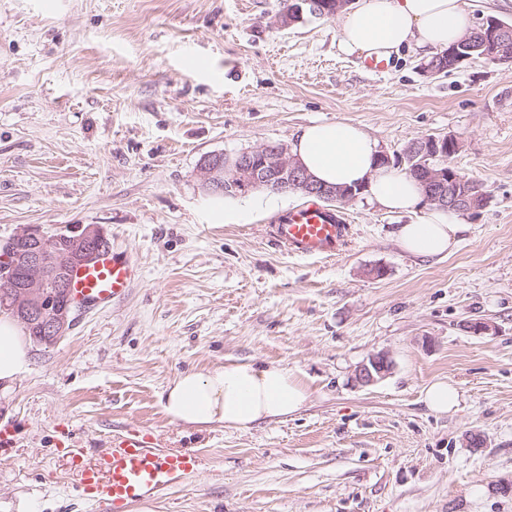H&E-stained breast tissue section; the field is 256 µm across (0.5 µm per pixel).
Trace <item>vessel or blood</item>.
<instances>
[{
  "label": "vessel or blood",
  "instance_id": "vessel-or-blood-1",
  "mask_svg": "<svg viewBox=\"0 0 512 512\" xmlns=\"http://www.w3.org/2000/svg\"><path fill=\"white\" fill-rule=\"evenodd\" d=\"M347 231L339 215L311 203L283 217L273 234L296 256L328 259L346 244ZM139 272L133 256L101 253L94 264L74 273L72 297L82 307L108 305L128 292ZM196 469L195 455L160 451L147 433L134 429L113 437L111 449L95 461L78 464L76 476L92 504L120 512L129 503L187 482Z\"/></svg>",
  "mask_w": 512,
  "mask_h": 512
}]
</instances>
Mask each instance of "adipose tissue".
<instances>
[{"instance_id": "ef3b65f1", "label": "adipose tissue", "mask_w": 512, "mask_h": 512, "mask_svg": "<svg viewBox=\"0 0 512 512\" xmlns=\"http://www.w3.org/2000/svg\"><path fill=\"white\" fill-rule=\"evenodd\" d=\"M469 26L464 0H357L344 10L339 32L344 51L387 58L406 47L442 52ZM290 152L317 182L364 185L370 201L388 211L422 210L417 223L398 229V244L407 254L428 260L454 249L464 229L456 213L423 209L421 187L405 170L377 165L378 143L360 125L306 126ZM29 359L22 329L10 314L0 312V383L11 385ZM309 398L307 387L285 366L237 362L178 373L165 388L161 405L171 421L199 430L216 424L245 429L287 419Z\"/></svg>"}]
</instances>
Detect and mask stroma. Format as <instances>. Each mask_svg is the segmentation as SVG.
Returning a JSON list of instances; mask_svg holds the SVG:
<instances>
[{"instance_id": "stroma-1", "label": "stroma", "mask_w": 512, "mask_h": 512, "mask_svg": "<svg viewBox=\"0 0 512 512\" xmlns=\"http://www.w3.org/2000/svg\"><path fill=\"white\" fill-rule=\"evenodd\" d=\"M283 0H0V242L98 225L140 278L76 309L0 390V512H95L71 447L114 433L198 456L152 512H512V64L450 75L403 49L382 72L340 45L337 18L276 26ZM314 121L361 124L390 160L453 136L448 163L483 183L453 254L421 260L366 195L343 205L330 259L279 247L296 192L207 190L205 156L291 144ZM485 322L475 335L467 323ZM388 354L390 374L356 382ZM275 363L311 392L291 418L205 431L170 421L177 373ZM448 378L455 413L425 388ZM392 368L393 363L389 356L380 353L358 366L356 379L361 384L370 385L388 375ZM424 402L435 413H451L458 408L460 393L456 386L448 383L447 379H438L426 388Z\"/></svg>"}]
</instances>
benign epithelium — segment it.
<instances>
[{
  "label": "benign epithelium",
  "mask_w": 512,
  "mask_h": 512,
  "mask_svg": "<svg viewBox=\"0 0 512 512\" xmlns=\"http://www.w3.org/2000/svg\"><path fill=\"white\" fill-rule=\"evenodd\" d=\"M323 17L327 8L321 0H284L276 24L288 27L303 17L304 11ZM478 39L493 48L489 60L512 62V25L489 18L477 30L466 34L451 50L439 54L443 61L456 66L471 59L467 46ZM456 138L427 137L417 144L422 160L409 172L423 183L427 200L450 211L471 213L477 210L476 198L462 189L465 182L459 172L448 166V153L456 152ZM200 174L207 189L226 195L248 189L273 192H298L345 205L355 200L362 189L322 186L316 183L290 154L284 144H267L238 153L227 159L222 155L207 156ZM110 245L104 231L96 225L77 227L67 232L47 234L25 229L0 245V281L9 284L15 274H23V282L10 292L13 316L21 324H39L42 335L55 344L70 330L75 302L69 290L73 273L93 263L104 246ZM393 363L388 355L377 354L358 366L356 379L370 385L390 373Z\"/></svg>",
  "instance_id": "7a95c632"
}]
</instances>
